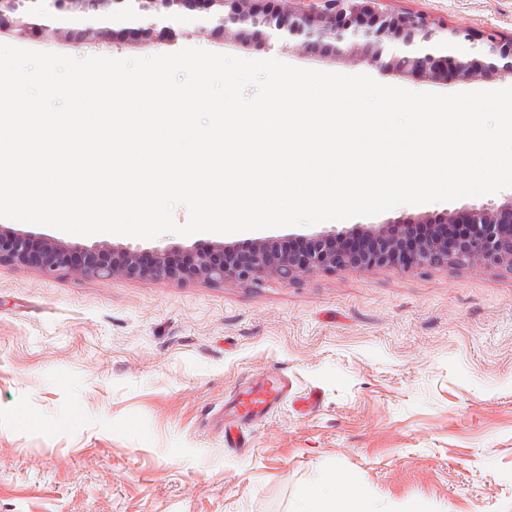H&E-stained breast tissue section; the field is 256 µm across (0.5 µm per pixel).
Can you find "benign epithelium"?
<instances>
[{"label":"benign epithelium","instance_id":"obj_1","mask_svg":"<svg viewBox=\"0 0 512 512\" xmlns=\"http://www.w3.org/2000/svg\"><path fill=\"white\" fill-rule=\"evenodd\" d=\"M20 39L38 35L79 45L95 35L104 40L138 41L151 34L154 43L169 41L173 25L211 31L224 41L254 39L266 49L323 51L361 61L383 72L419 77L432 83L453 78L487 82L512 76V35L448 26L423 12H394L383 0H0V22ZM411 224H462L453 246L446 238L400 249ZM512 200L457 212L355 226L310 239L304 254L291 256L274 239L261 240L240 256L216 242L184 270L169 250L154 251L153 263L140 264L141 252L106 241L92 247L66 244L0 225V261L32 266L46 273L142 281H180L186 276L205 283H255L266 278L294 282L317 270L357 271L374 267L479 266L512 267ZM355 234L372 237L365 253L344 251L339 243Z\"/></svg>","mask_w":512,"mask_h":512}]
</instances>
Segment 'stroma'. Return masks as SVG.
I'll return each instance as SVG.
<instances>
[{
    "label": "stroma",
    "instance_id": "1",
    "mask_svg": "<svg viewBox=\"0 0 512 512\" xmlns=\"http://www.w3.org/2000/svg\"><path fill=\"white\" fill-rule=\"evenodd\" d=\"M386 6L512 34V0ZM5 42L76 58L137 55L108 42ZM188 47L419 92L512 86L508 77L426 83L201 33L149 52ZM511 197L505 189L388 216ZM353 223L113 241L192 256L216 241L302 240ZM270 369L287 375V399L244 423L243 447L225 446V404ZM319 477L332 496H359L371 512H512V269L385 267L208 284L0 263V512H302Z\"/></svg>",
    "mask_w": 512,
    "mask_h": 512
}]
</instances>
